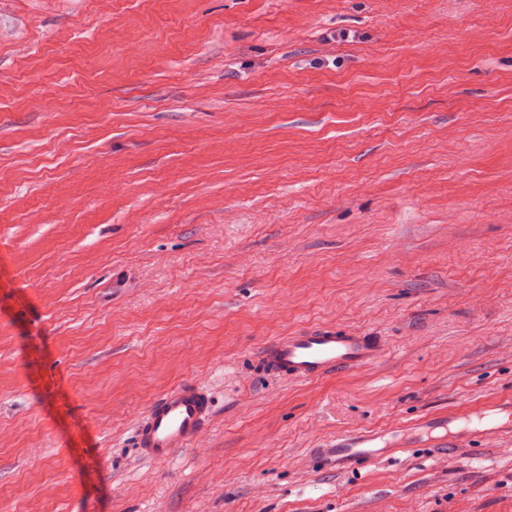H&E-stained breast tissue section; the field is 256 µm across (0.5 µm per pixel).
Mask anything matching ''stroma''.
Returning <instances> with one entry per match:
<instances>
[{
    "instance_id": "obj_1",
    "label": "stroma",
    "mask_w": 512,
    "mask_h": 512,
    "mask_svg": "<svg viewBox=\"0 0 512 512\" xmlns=\"http://www.w3.org/2000/svg\"><path fill=\"white\" fill-rule=\"evenodd\" d=\"M314 324L390 354L255 371ZM189 379L207 447L142 460ZM508 398L512 0H0V512H512L508 438L316 456ZM388 355L386 342L377 333L321 324L266 339L257 348L254 363L267 375L313 382L362 370ZM212 412L211 391L203 382L182 383L159 395L134 423L139 456L167 464L178 450L204 447Z\"/></svg>"
}]
</instances>
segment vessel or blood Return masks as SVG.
Segmentation results:
<instances>
[{
  "label": "vessel or blood",
  "mask_w": 512,
  "mask_h": 512,
  "mask_svg": "<svg viewBox=\"0 0 512 512\" xmlns=\"http://www.w3.org/2000/svg\"><path fill=\"white\" fill-rule=\"evenodd\" d=\"M388 354L384 338L377 333L321 324L266 339L257 348L254 363L267 375L313 382L373 366ZM212 412L211 391L199 381L179 384L159 395L134 423L139 456L166 464L178 450L203 447ZM461 420L472 424L477 440L512 438V399L484 402L464 415L448 412L382 431L343 433L331 440L330 454L338 466L352 471L418 446L452 455L459 444L449 427Z\"/></svg>",
  "instance_id": "1"
}]
</instances>
